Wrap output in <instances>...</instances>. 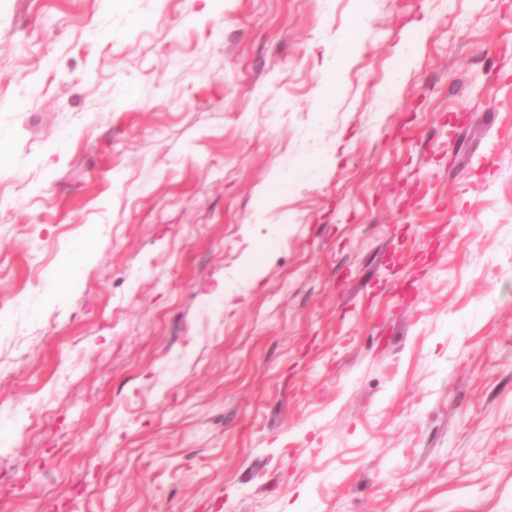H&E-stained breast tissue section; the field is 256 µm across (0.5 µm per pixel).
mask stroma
Listing matches in <instances>:
<instances>
[{
    "instance_id": "obj_1",
    "label": "stroma",
    "mask_w": 512,
    "mask_h": 512,
    "mask_svg": "<svg viewBox=\"0 0 512 512\" xmlns=\"http://www.w3.org/2000/svg\"><path fill=\"white\" fill-rule=\"evenodd\" d=\"M0 512H512V0H0Z\"/></svg>"
}]
</instances>
